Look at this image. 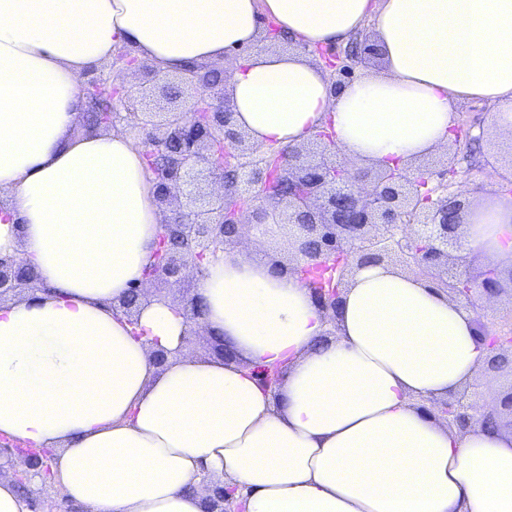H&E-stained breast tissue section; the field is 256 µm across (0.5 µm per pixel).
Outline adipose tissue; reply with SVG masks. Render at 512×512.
Returning a JSON list of instances; mask_svg holds the SVG:
<instances>
[{
    "label": "adipose tissue",
    "mask_w": 512,
    "mask_h": 512,
    "mask_svg": "<svg viewBox=\"0 0 512 512\" xmlns=\"http://www.w3.org/2000/svg\"><path fill=\"white\" fill-rule=\"evenodd\" d=\"M372 30L381 66L333 86L302 52L264 48ZM163 73L231 57L224 84L251 145L294 147L330 125L359 165L448 144L460 104L512 133V0H0V257L37 291L0 305V434L55 451L52 481L85 512H205L204 479L244 512H512V433L448 430L415 402L471 380L475 313L389 264L357 269L336 335L307 286L250 241L210 258L203 327L232 362L178 358L167 303L118 310L162 231L142 146L75 134L87 70L120 48ZM465 254L512 266V197L464 217ZM285 364L278 393L258 367Z\"/></svg>",
    "instance_id": "obj_1"
}]
</instances>
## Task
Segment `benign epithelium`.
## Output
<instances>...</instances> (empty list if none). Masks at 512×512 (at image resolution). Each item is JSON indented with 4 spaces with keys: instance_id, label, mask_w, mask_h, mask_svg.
I'll list each match as a JSON object with an SVG mask.
<instances>
[{
    "instance_id": "obj_1",
    "label": "benign epithelium",
    "mask_w": 512,
    "mask_h": 512,
    "mask_svg": "<svg viewBox=\"0 0 512 512\" xmlns=\"http://www.w3.org/2000/svg\"><path fill=\"white\" fill-rule=\"evenodd\" d=\"M119 69H111L105 80L82 84L85 98L104 96L107 109L97 125L110 128L120 120L142 132L154 176L156 199L174 209L165 218L155 250V261L145 274V283L162 281L174 297L157 294L155 299L176 306L189 322V332L199 334L201 308L195 298L180 300L187 270L203 272L204 263L224 249L238 244L241 231L273 236V228L287 225L299 229L290 269L307 280L317 269L327 277L320 286L307 284L312 298L325 312H334L353 265L398 260L413 274L431 278L448 290L452 301L472 309L476 299H491L505 292L495 268L480 278L453 275L446 280L448 249L456 251L463 264L462 217L471 202L464 192L448 183L429 186L431 173L410 175L398 166L360 168L336 162L335 133L317 132L300 147L278 151L269 161L263 151L249 145L238 130L225 90L218 88L216 71L189 70L177 81L155 73L154 84L142 87L140 99L154 96L155 89L169 107L163 112L135 108L124 85L125 71L137 59L126 53ZM221 183L223 193L210 202L200 194L201 175ZM31 268L13 259L0 258V297L35 284ZM134 299L120 305L132 318L137 308L151 303L143 286L135 287ZM476 335L485 347L483 373L512 372V312L491 321L476 319ZM286 369L281 366L256 370L259 381L278 392ZM478 392L464 391L450 400H429L438 419L449 429L464 431L477 422L496 420L512 428V388L501 394L490 409L476 401ZM23 459L14 469L13 480L27 488L31 480L51 476V448H31L6 436L0 437V454ZM209 509L242 512L235 490L207 485Z\"/></svg>"
}]
</instances>
